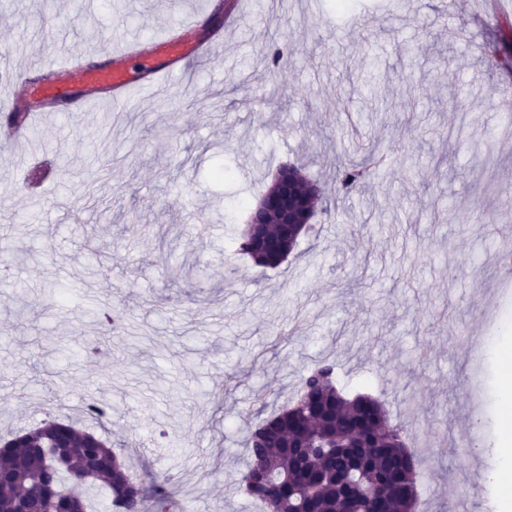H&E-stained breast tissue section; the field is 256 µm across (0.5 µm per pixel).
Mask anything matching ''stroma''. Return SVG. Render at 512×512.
Segmentation results:
<instances>
[{
	"label": "stroma",
	"mask_w": 512,
	"mask_h": 512,
	"mask_svg": "<svg viewBox=\"0 0 512 512\" xmlns=\"http://www.w3.org/2000/svg\"><path fill=\"white\" fill-rule=\"evenodd\" d=\"M335 4L245 0L229 27L207 0H0V48L32 86L59 48L110 64L118 16L142 41L194 16L224 30L211 58L113 125L72 102L17 143L0 119V437L106 399L111 420L87 427L132 473L166 476L194 512H254L239 487L248 427L328 361L342 392L371 394L404 428L416 512H446L452 495L497 512L512 61L478 0L450 14L439 0ZM277 35L280 75L263 61ZM371 145L389 159L381 178L329 195L280 266L234 255L241 200L282 165L330 184ZM97 307L124 309L122 331L104 334ZM99 336L107 355L77 357Z\"/></svg>",
	"instance_id": "stroma-1"
}]
</instances>
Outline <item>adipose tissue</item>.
Wrapping results in <instances>:
<instances>
[{
	"instance_id": "obj_1",
	"label": "adipose tissue",
	"mask_w": 512,
	"mask_h": 512,
	"mask_svg": "<svg viewBox=\"0 0 512 512\" xmlns=\"http://www.w3.org/2000/svg\"><path fill=\"white\" fill-rule=\"evenodd\" d=\"M496 354L501 368L498 395L503 430L495 444L500 463L493 479L503 491L498 504L500 512H512V338L499 340Z\"/></svg>"
}]
</instances>
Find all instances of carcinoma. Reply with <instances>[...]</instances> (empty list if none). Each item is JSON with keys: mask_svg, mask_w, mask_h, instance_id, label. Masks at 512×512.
Listing matches in <instances>:
<instances>
[{"mask_svg": "<svg viewBox=\"0 0 512 512\" xmlns=\"http://www.w3.org/2000/svg\"><path fill=\"white\" fill-rule=\"evenodd\" d=\"M376 173L367 159L336 172V192L349 196ZM235 253L276 267L257 251L243 228ZM251 463L242 489L263 512H372L370 492L384 496L390 512H414L415 455L403 429L383 404L369 396L346 397L335 382V365L321 362L304 373L297 397L250 427ZM0 512H49L57 492L91 509L89 492H111L112 512H170L176 507L168 479L146 487L112 450L108 440L78 421L51 419L35 429L0 439Z\"/></svg>", "mask_w": 512, "mask_h": 512, "instance_id": "1", "label": "carcinoma"}]
</instances>
